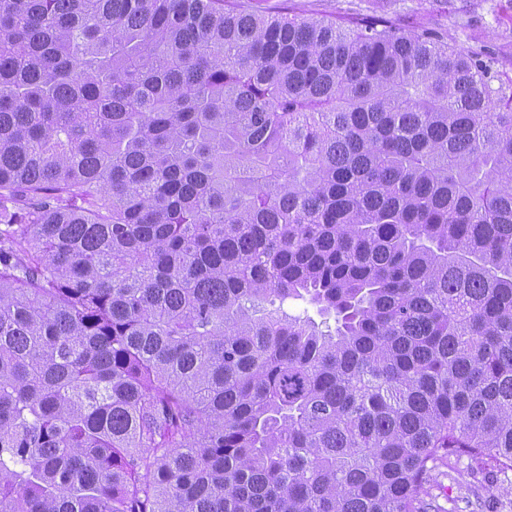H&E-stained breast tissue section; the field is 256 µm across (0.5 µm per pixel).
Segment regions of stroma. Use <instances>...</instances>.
<instances>
[{"instance_id": "35a3bbf8", "label": "stroma", "mask_w": 512, "mask_h": 512, "mask_svg": "<svg viewBox=\"0 0 512 512\" xmlns=\"http://www.w3.org/2000/svg\"><path fill=\"white\" fill-rule=\"evenodd\" d=\"M257 9L298 16L384 14L439 29L456 48L489 58L512 75V0H258ZM422 499L436 512H512V470L490 461L453 459L437 465Z\"/></svg>"}]
</instances>
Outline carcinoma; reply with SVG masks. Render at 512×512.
<instances>
[{
	"label": "carcinoma",
	"instance_id": "1",
	"mask_svg": "<svg viewBox=\"0 0 512 512\" xmlns=\"http://www.w3.org/2000/svg\"><path fill=\"white\" fill-rule=\"evenodd\" d=\"M0 224V512L512 469V76L436 29L0 0Z\"/></svg>",
	"mask_w": 512,
	"mask_h": 512
}]
</instances>
